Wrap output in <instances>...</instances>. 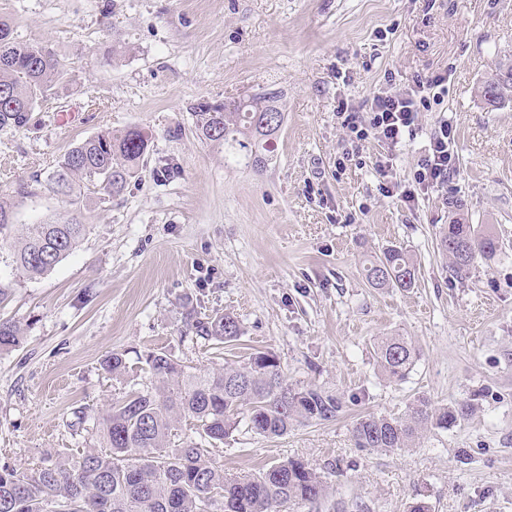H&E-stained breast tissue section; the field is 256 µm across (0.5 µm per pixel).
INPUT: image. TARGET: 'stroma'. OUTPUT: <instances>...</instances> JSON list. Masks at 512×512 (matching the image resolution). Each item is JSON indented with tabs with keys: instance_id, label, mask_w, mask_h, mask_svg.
<instances>
[{
	"instance_id": "obj_1",
	"label": "stroma",
	"mask_w": 512,
	"mask_h": 512,
	"mask_svg": "<svg viewBox=\"0 0 512 512\" xmlns=\"http://www.w3.org/2000/svg\"><path fill=\"white\" fill-rule=\"evenodd\" d=\"M0 16L68 69L30 128L0 129V200L21 224L76 215L88 226L41 278L0 266L11 284L0 319L25 330L19 349L0 353V466L28 471L96 446L91 422L149 378L138 352L212 370L267 351L290 384L321 388L342 409L279 438L235 431L210 451L226 473L308 462L329 494L291 512H408L420 500L432 512H512V107L476 94L512 55V0H0ZM437 73L447 90L402 144L347 135L345 118L364 121L374 95ZM266 90L287 110L263 173L197 139L192 104ZM443 119L455 172L416 186ZM134 126L152 136L150 165L173 160L177 176L149 170L86 206L45 190L73 144ZM22 183L35 195H19ZM458 199L502 243L463 282L436 241ZM391 245L413 256L414 288L368 285L365 265ZM189 312L233 314L243 334L184 338ZM397 333L420 357L393 382L375 352ZM111 351L125 353L124 377L101 369ZM420 398L467 400L473 413L397 453L356 447L359 417H400ZM78 407L87 428L73 426Z\"/></svg>"
}]
</instances>
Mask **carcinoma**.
<instances>
[{"label": "carcinoma", "instance_id": "carcinoma-1", "mask_svg": "<svg viewBox=\"0 0 512 512\" xmlns=\"http://www.w3.org/2000/svg\"><path fill=\"white\" fill-rule=\"evenodd\" d=\"M57 54L46 46L17 40L11 22L0 17V129L31 125L42 99L64 78ZM477 95L488 107L512 104V58L498 62L480 82ZM191 112L197 138L224 149L228 163L245 162L260 173L274 157L280 127L264 125L269 116H284L281 95L264 91L220 103L199 101ZM151 136L138 127L106 131L71 147L48 178V191L72 199L83 186L116 197L140 178ZM87 225L72 218L63 223L17 224L13 207L0 200V249L15 274L36 279L51 272L75 250ZM437 248L448 259V273L459 281L470 277L477 257L494 258L497 237L469 223L465 204L451 203L449 222L441 225ZM416 263L399 247L385 249L365 267L373 288L414 286ZM220 343L242 335L239 320L216 315L205 321L186 316L185 334ZM22 328L0 320V353L23 344ZM419 357L406 336H386L377 347V363L387 378L405 379ZM149 384L112 400L97 419L94 434L102 449L90 448L27 474L0 468V512H283L290 504L316 503L327 485L307 463L287 459L252 475H228L224 465L206 458V445L224 442L239 427L265 437H282L297 424L329 420L341 403L317 387L296 388L275 356L256 352L240 366L188 372L162 349L139 355ZM115 378L126 372L122 352L101 360ZM471 412L464 402L434 408L412 404L402 417L368 415L353 436L360 448L401 451L415 444L428 428L448 429ZM190 418L199 440L170 446L183 418Z\"/></svg>", "mask_w": 512, "mask_h": 512}]
</instances>
